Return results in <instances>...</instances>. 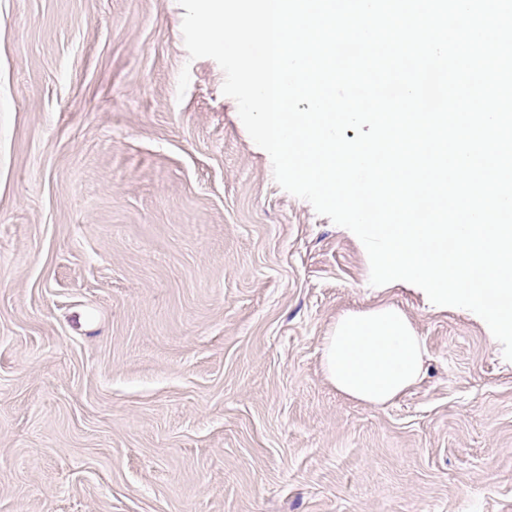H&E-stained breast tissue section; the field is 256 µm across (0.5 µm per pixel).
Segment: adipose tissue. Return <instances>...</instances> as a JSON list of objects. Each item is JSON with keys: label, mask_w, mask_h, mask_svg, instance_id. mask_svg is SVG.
Segmentation results:
<instances>
[{"label": "adipose tissue", "mask_w": 512, "mask_h": 512, "mask_svg": "<svg viewBox=\"0 0 512 512\" xmlns=\"http://www.w3.org/2000/svg\"><path fill=\"white\" fill-rule=\"evenodd\" d=\"M426 346L408 315L393 304L347 310L324 336L321 367L337 392L381 408L421 379Z\"/></svg>", "instance_id": "ef3b65f1"}]
</instances>
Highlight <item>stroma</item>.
Segmentation results:
<instances>
[{
    "label": "stroma",
    "mask_w": 512,
    "mask_h": 512,
    "mask_svg": "<svg viewBox=\"0 0 512 512\" xmlns=\"http://www.w3.org/2000/svg\"><path fill=\"white\" fill-rule=\"evenodd\" d=\"M184 13L0 0V512H512V362L473 312L370 285ZM380 302L427 356L372 408L320 354Z\"/></svg>",
    "instance_id": "obj_1"
}]
</instances>
